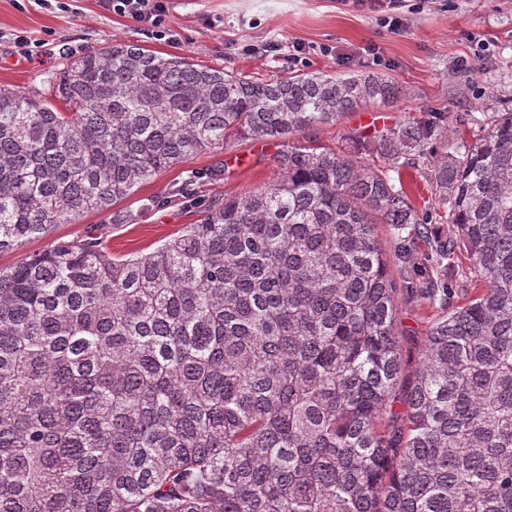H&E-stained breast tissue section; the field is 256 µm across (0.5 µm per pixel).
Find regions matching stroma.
Segmentation results:
<instances>
[{"mask_svg":"<svg viewBox=\"0 0 512 512\" xmlns=\"http://www.w3.org/2000/svg\"><path fill=\"white\" fill-rule=\"evenodd\" d=\"M407 19L403 32L390 33L374 12L342 4L341 0H171L166 28L179 43L159 41L142 23L101 8L99 0H77L65 13L37 0H0V86L49 98L60 72L71 59L112 41L191 60L259 79L324 72L350 76L374 72L402 89L399 99L371 104L348 114L336 126L316 131L323 144L338 143L356 129L371 135L414 117L432 115L444 126L467 134L482 131L483 113L512 104V0H402ZM23 32L47 42L50 52L21 55L13 36ZM305 52L292 56L294 45ZM333 47L332 56L320 54ZM377 48L379 65H372L369 48ZM470 68H458L460 59ZM279 142L241 140L226 149L197 155L138 184L118 203L129 222L113 223L105 213L88 212L76 223L55 225L17 249L0 253V268L18 264L25 256L49 249L56 242L87 234L101 238L113 253L149 252L182 225L195 223L201 203L211 197L244 194L272 180V158ZM197 174V200H172L168 192L189 174ZM400 175L418 212L432 214L431 226L443 238L454 237L442 221L432 194L430 171L421 160L401 167ZM379 242L390 256L396 281L421 280L435 270L417 245L408 264L395 260L397 240L387 224L376 227ZM434 312L425 305L402 304L397 330L405 375H412Z\"/></svg>","mask_w":512,"mask_h":512,"instance_id":"stroma-1","label":"stroma"}]
</instances>
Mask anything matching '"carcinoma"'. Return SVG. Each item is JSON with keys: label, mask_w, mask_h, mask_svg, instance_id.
<instances>
[{"label": "carcinoma", "mask_w": 512, "mask_h": 512, "mask_svg": "<svg viewBox=\"0 0 512 512\" xmlns=\"http://www.w3.org/2000/svg\"><path fill=\"white\" fill-rule=\"evenodd\" d=\"M377 74L256 79L116 42L56 100L0 87V252L238 137L268 184L215 198L148 253L91 235L0 270V512H512V112L328 146L310 132L400 96ZM432 158L455 239L405 289L435 310L406 409L401 298L375 225L429 239L397 169ZM407 236H402V233ZM463 247L482 287L452 304Z\"/></svg>", "instance_id": "cac0c4a2"}]
</instances>
